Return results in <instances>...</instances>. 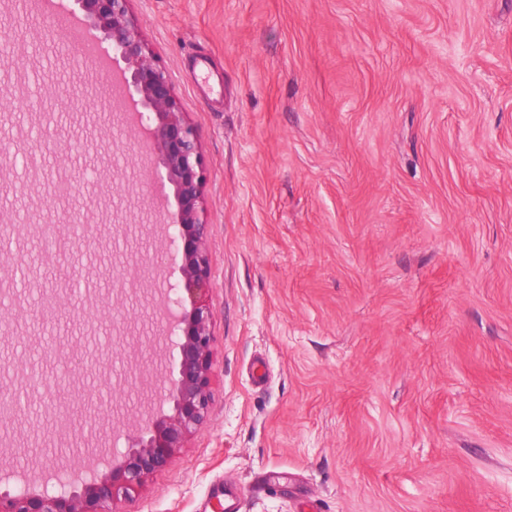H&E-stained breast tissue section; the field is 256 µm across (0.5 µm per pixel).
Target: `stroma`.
Here are the masks:
<instances>
[{"label":"stroma","instance_id":"obj_1","mask_svg":"<svg viewBox=\"0 0 512 512\" xmlns=\"http://www.w3.org/2000/svg\"><path fill=\"white\" fill-rule=\"evenodd\" d=\"M204 159L214 334L206 423L131 512H512V0H132ZM0 43L43 102L0 98V492L37 457L61 478L125 449L110 402L120 368L172 374L159 285L120 294L118 257L178 268L160 221L176 204L146 179L103 76L29 0H0ZM57 144L41 145L44 127ZM77 183V234L95 245L40 260L26 214ZM131 200L114 240L115 200ZM68 313L26 311L38 288ZM138 342L115 352L113 326ZM89 391L73 427L43 410L12 363ZM276 473L273 488L259 478Z\"/></svg>","mask_w":512,"mask_h":512}]
</instances>
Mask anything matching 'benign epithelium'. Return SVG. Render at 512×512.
Returning a JSON list of instances; mask_svg holds the SVG:
<instances>
[{"mask_svg":"<svg viewBox=\"0 0 512 512\" xmlns=\"http://www.w3.org/2000/svg\"><path fill=\"white\" fill-rule=\"evenodd\" d=\"M74 2L88 28L112 47V59L124 63L119 77L136 104L138 126L148 131L144 147L156 175L173 188L177 209L161 229L181 275L179 283L167 289L179 350L178 370L162 381V403L170 405V413L160 418L150 414L142 420L112 465L58 488L34 491L23 484L0 492V512H129L126 504L132 501V493L171 464L205 422L211 402L214 338L210 312L202 303L211 277L209 224L204 218L203 158L194 128L177 104L167 75L156 64L130 10L131 0ZM29 314L43 320L62 315L60 297L40 290ZM14 369L29 388L50 392L46 410L57 419L75 424L92 405L85 396L50 386L24 365Z\"/></svg>","mask_w":512,"mask_h":512,"instance_id":"1","label":"benign epithelium"}]
</instances>
